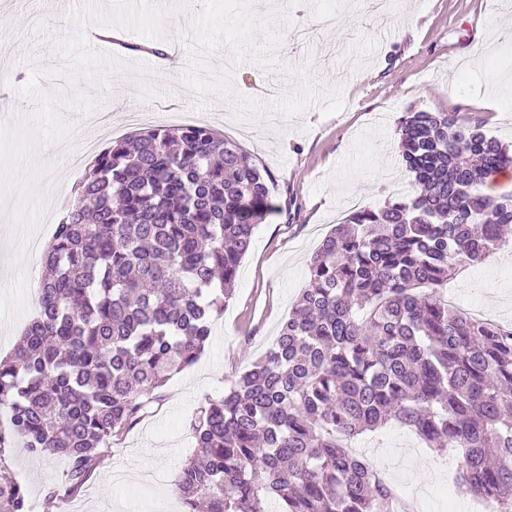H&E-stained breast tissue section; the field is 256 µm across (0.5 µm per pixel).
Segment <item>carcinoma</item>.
<instances>
[{"label":"carcinoma","mask_w":512,"mask_h":512,"mask_svg":"<svg viewBox=\"0 0 512 512\" xmlns=\"http://www.w3.org/2000/svg\"><path fill=\"white\" fill-rule=\"evenodd\" d=\"M414 193L358 208L312 255L309 283L264 356L194 412L183 512H395L348 441L394 421L512 512V329L435 297L512 232L491 177L512 149L459 112L397 123ZM269 174L208 127L157 126L95 156L48 242L37 317L0 360V512H32L5 459L65 460L58 512L204 351L272 200Z\"/></svg>","instance_id":"obj_1"}]
</instances>
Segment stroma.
Masks as SVG:
<instances>
[{"label": "stroma", "mask_w": 512, "mask_h": 512, "mask_svg": "<svg viewBox=\"0 0 512 512\" xmlns=\"http://www.w3.org/2000/svg\"><path fill=\"white\" fill-rule=\"evenodd\" d=\"M333 10L334 24L293 44L296 21ZM391 38L363 0H0V79L12 87L0 112V353L13 351L34 272L30 240L49 241L84 169L68 164L88 139L107 143L97 112L121 135L177 125L197 112L264 168L291 215L260 224L215 318L203 353L175 374L158 408L104 450L70 512H176L175 480L196 452L188 421L228 379L248 370L275 340L307 263L352 206H382L412 194L395 133L408 107L461 112L512 144V0H388ZM172 47L173 64L142 52ZM500 108L486 110L488 99ZM441 298L483 320L512 322V259L467 266ZM398 494L422 488L427 512H470L454 467L407 428L389 423L355 442ZM10 467L34 505L64 482L65 463L34 457L22 441Z\"/></svg>", "instance_id": "stroma-1"}]
</instances>
